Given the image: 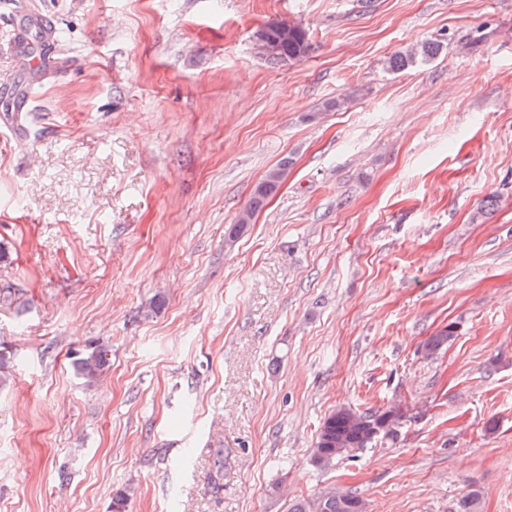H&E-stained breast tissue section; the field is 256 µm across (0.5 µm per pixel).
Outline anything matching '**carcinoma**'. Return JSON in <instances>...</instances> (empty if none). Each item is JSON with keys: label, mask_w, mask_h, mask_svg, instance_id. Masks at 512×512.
<instances>
[{"label": "carcinoma", "mask_w": 512, "mask_h": 512, "mask_svg": "<svg viewBox=\"0 0 512 512\" xmlns=\"http://www.w3.org/2000/svg\"><path fill=\"white\" fill-rule=\"evenodd\" d=\"M255 36L276 45L277 51L269 56L274 62L296 61L308 54L310 44L306 31L297 25L285 26L278 21L265 24L255 32ZM441 42L427 41L406 51H397L388 59V67L393 72L407 69L418 61H425L438 55ZM289 162L284 160L270 170L273 174L271 186H256L245 214L253 216L266 199L276 190L288 174ZM104 346L92 344L77 360L79 376L88 386L94 385L108 364L103 354ZM394 414H362L349 408H340L328 415L320 428L311 455L315 456L314 465L327 468L336 460L345 457L350 450H362L375 439V432L387 435L393 432ZM211 492L220 493L224 489V449L218 448L213 456L209 475ZM361 505L360 500L350 494H323L313 499L297 501L289 512H353V507Z\"/></svg>", "instance_id": "carcinoma-1"}]
</instances>
